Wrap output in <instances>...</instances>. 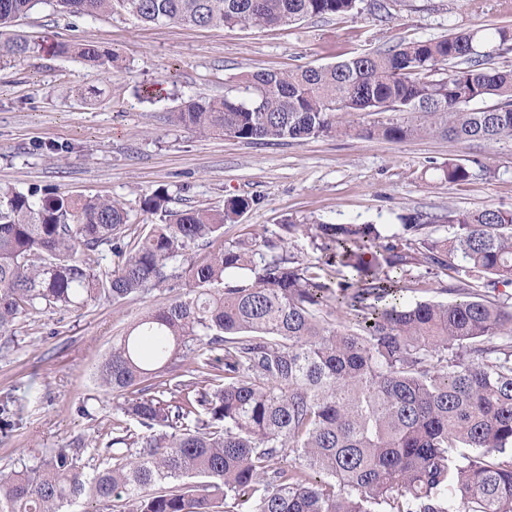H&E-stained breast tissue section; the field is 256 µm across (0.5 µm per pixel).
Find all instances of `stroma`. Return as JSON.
I'll return each mask as SVG.
<instances>
[{
	"label": "stroma",
	"mask_w": 512,
	"mask_h": 512,
	"mask_svg": "<svg viewBox=\"0 0 512 512\" xmlns=\"http://www.w3.org/2000/svg\"><path fill=\"white\" fill-rule=\"evenodd\" d=\"M370 3L361 0L352 16L212 28L145 24L121 9L96 18L64 16L41 0L12 28L39 44V52L0 66V188L118 199L135 233L154 221L141 208L142 196L160 187L177 209L249 199L250 209L213 240L214 251L277 239L285 224H374L391 235L414 212L512 211L510 138L463 145L338 136L263 145L172 121L184 100L223 97L244 73H285L403 40L512 27V0H395L383 19ZM61 42L117 51L122 66L105 74L52 55ZM78 83L98 88L95 100H78ZM450 162L467 166L470 179H442L439 169ZM187 286L178 276L143 298L116 304L101 296L19 320L12 349L0 350V392L15 391L24 412L0 441V471L9 472L24 454L74 447L88 468L98 467L94 447L108 441L122 413L120 398L103 391L96 374L113 341L146 307ZM83 405L88 414L80 413Z\"/></svg>",
	"instance_id": "35a3bbf8"
}]
</instances>
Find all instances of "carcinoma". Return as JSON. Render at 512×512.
Listing matches in <instances>:
<instances>
[{"instance_id":"obj_1","label":"carcinoma","mask_w":512,"mask_h":512,"mask_svg":"<svg viewBox=\"0 0 512 512\" xmlns=\"http://www.w3.org/2000/svg\"><path fill=\"white\" fill-rule=\"evenodd\" d=\"M39 0H0V29ZM96 17L119 6L143 23L233 28L347 16L359 0H55ZM37 51L0 42V62ZM54 53L100 68L116 51L60 43ZM512 29L486 50L474 32L400 42L318 67L239 76L238 96L190 99L179 124L252 143L337 135L392 142L512 138ZM378 115L353 127V114ZM444 180L466 181L461 164ZM163 188L141 200L159 217L128 234L119 200L0 192V337L46 308L114 302L163 286L193 247L224 236L250 208L169 207ZM447 237L421 238L411 215L386 244L374 224L315 225L325 259L238 242L188 268L190 288L145 310L112 344L99 386L124 397L89 474L57 448L0 475V512H512V212L448 213ZM122 259L103 264L106 253ZM355 273L333 281L335 265ZM451 270L453 302L383 301L419 287L416 265ZM483 284L485 290L477 288ZM222 352L211 359L207 354ZM21 398L0 393V435ZM143 429L135 433L129 422Z\"/></svg>"}]
</instances>
